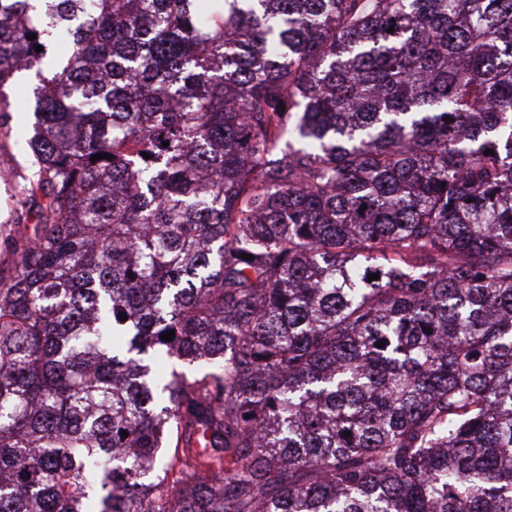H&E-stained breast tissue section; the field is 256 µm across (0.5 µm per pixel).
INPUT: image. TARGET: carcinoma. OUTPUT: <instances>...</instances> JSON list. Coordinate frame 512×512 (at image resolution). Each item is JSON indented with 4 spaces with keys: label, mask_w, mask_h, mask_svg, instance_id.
<instances>
[{
    "label": "carcinoma",
    "mask_w": 512,
    "mask_h": 512,
    "mask_svg": "<svg viewBox=\"0 0 512 512\" xmlns=\"http://www.w3.org/2000/svg\"><path fill=\"white\" fill-rule=\"evenodd\" d=\"M19 74L0 512H512V0H0Z\"/></svg>",
    "instance_id": "obj_1"
}]
</instances>
